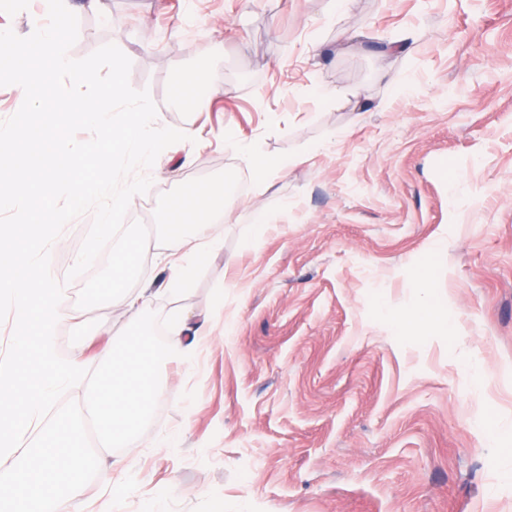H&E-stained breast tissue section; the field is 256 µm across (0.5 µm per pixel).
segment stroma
Instances as JSON below:
<instances>
[{
	"mask_svg": "<svg viewBox=\"0 0 512 512\" xmlns=\"http://www.w3.org/2000/svg\"><path fill=\"white\" fill-rule=\"evenodd\" d=\"M71 3V58L116 44L156 126L197 132L129 211L148 230L142 322L163 334L180 308L210 335L58 512L121 483L112 512H512V0H105V27ZM46 15L0 0V29ZM200 62L190 109L171 86ZM224 178L247 186L212 228L224 250L170 294L167 204ZM92 219L57 238L58 278ZM75 314L56 350L95 368L127 319Z\"/></svg>",
	"mask_w": 512,
	"mask_h": 512,
	"instance_id": "obj_1",
	"label": "stroma"
}]
</instances>
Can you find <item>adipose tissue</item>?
<instances>
[{
    "instance_id": "1",
    "label": "adipose tissue",
    "mask_w": 512,
    "mask_h": 512,
    "mask_svg": "<svg viewBox=\"0 0 512 512\" xmlns=\"http://www.w3.org/2000/svg\"><path fill=\"white\" fill-rule=\"evenodd\" d=\"M225 197L223 187L204 183L172 206V222L165 225L164 233L178 256L168 263L165 281L168 292L175 294L190 288L200 257L221 248L220 240L206 235V226L199 215L201 206L205 205L213 221L226 219L229 211ZM140 251L139 242L133 241L114 253L112 277L100 288L104 298L122 307L130 320L129 326L116 333L111 345L100 352L104 372L87 403L100 439L115 447L134 436L163 398L160 368L173 356L191 352L202 334L201 328L192 325L189 313L177 310L169 317L171 339L167 346L151 345L147 331L139 326L138 320L148 307L152 293L146 289L134 294L124 285V274Z\"/></svg>"
}]
</instances>
